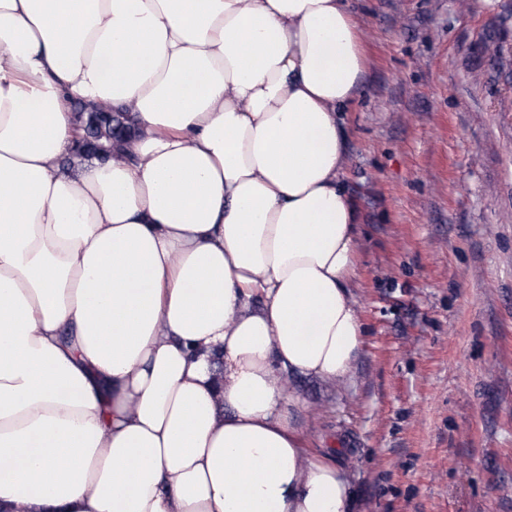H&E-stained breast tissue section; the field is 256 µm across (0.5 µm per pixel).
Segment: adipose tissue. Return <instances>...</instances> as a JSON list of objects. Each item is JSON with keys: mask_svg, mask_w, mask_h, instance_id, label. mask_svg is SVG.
Returning a JSON list of instances; mask_svg holds the SVG:
<instances>
[{"mask_svg": "<svg viewBox=\"0 0 512 512\" xmlns=\"http://www.w3.org/2000/svg\"><path fill=\"white\" fill-rule=\"evenodd\" d=\"M346 0H0V512H353L297 379L364 332ZM125 112L63 170L74 101Z\"/></svg>", "mask_w": 512, "mask_h": 512, "instance_id": "adipose-tissue-1", "label": "adipose tissue"}]
</instances>
